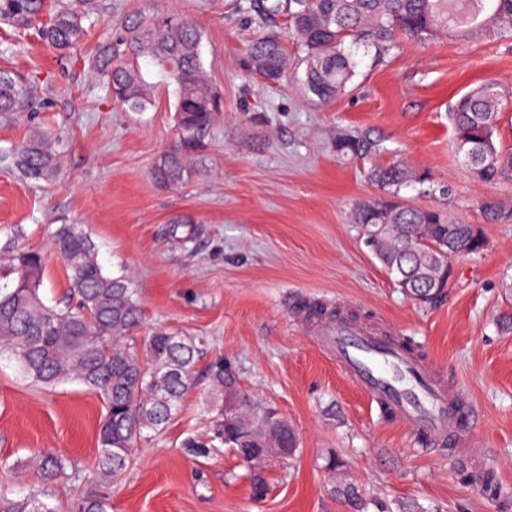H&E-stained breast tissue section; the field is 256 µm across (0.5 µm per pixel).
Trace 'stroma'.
<instances>
[{
	"label": "stroma",
	"instance_id": "obj_1",
	"mask_svg": "<svg viewBox=\"0 0 512 512\" xmlns=\"http://www.w3.org/2000/svg\"><path fill=\"white\" fill-rule=\"evenodd\" d=\"M249 2L96 0L84 44L64 52L36 29L0 22V69L28 78L31 111L61 140L51 182L35 186L0 166V245L12 239L42 252V294L62 300L68 281L51 237L59 225H81L105 272L129 280L142 332L204 341L181 414L139 449L121 485L105 489L108 512H350L330 490V453L364 488L367 512H512V495L465 479L447 452L383 420L316 347L298 307L318 302L419 347L474 406L470 446L481 469L512 488V179L473 181L448 121L459 95L498 84L505 106L496 142L512 156V38L489 30L471 40H403L382 57L365 56L348 89L322 104L298 81L295 41L279 82L251 73L247 46L267 27ZM173 13L200 26L204 68L223 108L188 152L190 177L161 188L152 167L179 142L171 87L157 83L153 105L133 112L95 79L89 60L128 19ZM344 131L369 136L376 153L338 162L332 144ZM396 162L430 186L403 188L405 203L440 208L486 240L480 253L453 259L448 288L432 304L402 292L354 220L358 204L385 197L367 179L369 167ZM178 216L189 222L174 237L168 229ZM219 356L242 391L296 433L295 457L267 467L262 499L227 447L202 457L182 446L210 432L200 396ZM103 414L102 398L78 380L41 385L0 358V489H38L37 453L89 468Z\"/></svg>",
	"mask_w": 512,
	"mask_h": 512
}]
</instances>
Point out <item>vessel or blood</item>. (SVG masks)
Here are the masks:
<instances>
[{"label":"vessel or blood","instance_id":"obj_1","mask_svg":"<svg viewBox=\"0 0 512 512\" xmlns=\"http://www.w3.org/2000/svg\"><path fill=\"white\" fill-rule=\"evenodd\" d=\"M310 332L381 413L417 439L464 459L474 428L472 406L427 356L406 348L394 337L370 333L346 318L313 319Z\"/></svg>","mask_w":512,"mask_h":512}]
</instances>
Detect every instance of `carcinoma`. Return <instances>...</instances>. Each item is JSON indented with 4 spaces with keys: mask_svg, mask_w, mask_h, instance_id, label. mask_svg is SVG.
<instances>
[{
    "mask_svg": "<svg viewBox=\"0 0 512 512\" xmlns=\"http://www.w3.org/2000/svg\"><path fill=\"white\" fill-rule=\"evenodd\" d=\"M43 0H0V19L23 29L38 19ZM78 7L58 12L40 30L51 46L66 50L78 46L86 29L83 21L94 11V0H77ZM490 10L484 25L512 37V0H252L249 9L261 20L286 17L287 32H268L248 48L253 72L266 81L281 79L287 65L286 39L293 37L306 56L299 78L307 95L328 103L353 81L361 57L387 54L402 36L427 40L439 31L469 38V20L485 4ZM202 32L182 15L139 19L120 27L112 41L99 47L90 68L107 84L113 98L134 112L153 103L150 71L173 87L175 112L184 148H191L222 111V100L203 75L200 55ZM33 86L23 76L0 70V119L23 112ZM503 111L502 94L494 83L481 84L460 96L450 107L456 154L472 178L492 183L512 176V157L503 156L495 133ZM58 140L34 124L21 143L0 150V162L29 183L52 181L59 171ZM338 160L366 156L375 142L361 133L336 138ZM191 173L187 155L174 150L161 155L152 168L154 182L165 188L182 185ZM369 178L392 196L411 182L424 184L403 164L371 169ZM358 224H387L384 234L367 247L400 288L424 302L442 296L448 229L455 249L465 254L484 250L478 228L454 224L438 208H415L397 201L365 202L358 206ZM55 248L69 270L70 299L49 305L40 296L44 268L40 253L0 247V354L17 361L35 381L51 384L71 375L100 394L105 413L98 430V457L89 480L114 485L125 477L141 444L159 436L180 412L194 385V368L203 340L165 330L144 337L142 349L134 342L142 321L140 304L127 281L104 272L95 247L77 224H62L53 234ZM207 407L212 414L210 436L190 438L184 446L204 456L214 441L246 457L253 470V496L268 491L263 471L265 449L281 450L290 458L296 449L291 424L276 412L247 400L235 373L217 359L209 367ZM337 473L331 492L362 512L366 502L357 485L340 471L336 458L326 459ZM36 466L45 485L78 479L81 472L63 457H40ZM0 512H57L39 495H19L0 489ZM74 512H108L106 499L83 498Z\"/></svg>",
    "mask_w": 512,
    "mask_h": 512,
    "instance_id": "cac0c4a2",
    "label": "carcinoma"
}]
</instances>
